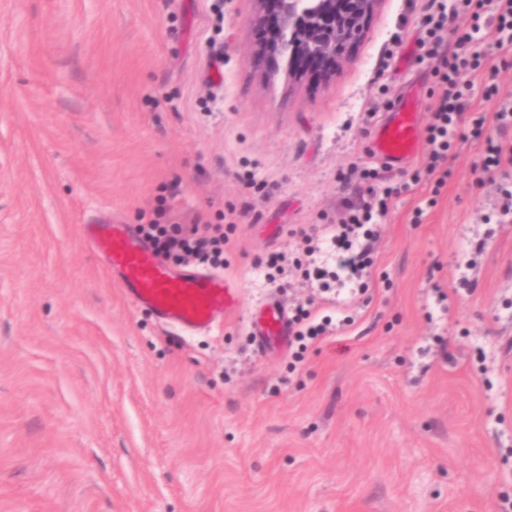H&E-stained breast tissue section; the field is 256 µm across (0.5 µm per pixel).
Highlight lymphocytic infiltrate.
Wrapping results in <instances>:
<instances>
[{
  "mask_svg": "<svg viewBox=\"0 0 512 512\" xmlns=\"http://www.w3.org/2000/svg\"><path fill=\"white\" fill-rule=\"evenodd\" d=\"M460 13L468 15L469 25L456 24ZM424 25L427 37L421 40L420 50L423 56L438 60L442 85L429 114L424 162L409 180L393 185L373 169L361 173L357 186L350 178H341L342 189L356 191L355 198L345 202L344 218L329 238L303 239L307 257L303 276L320 287H327L332 280L340 284L363 283L372 266L371 254L378 237L374 226L388 215L392 199L425 175L444 184L451 175L447 167L451 148L459 141L482 139L487 122H495L503 130L512 127V93L503 94L497 84H485L484 98L496 106L494 114L489 115L470 109V87L460 80L462 73L480 71L492 50L512 46V0H456L453 12L441 9L430 13ZM138 230L164 259L214 269L224 265L227 237L223 226L201 234L179 224L151 222L139 225ZM323 251L334 256V268L316 261V254Z\"/></svg>",
  "mask_w": 512,
  "mask_h": 512,
  "instance_id": "lymphocytic-infiltrate-1",
  "label": "lymphocytic infiltrate"
}]
</instances>
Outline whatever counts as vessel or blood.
Here are the masks:
<instances>
[{"label":"vessel or blood","mask_w":512,"mask_h":512,"mask_svg":"<svg viewBox=\"0 0 512 512\" xmlns=\"http://www.w3.org/2000/svg\"><path fill=\"white\" fill-rule=\"evenodd\" d=\"M418 144L416 101L406 96L376 125L370 148L396 166L411 158ZM83 234L125 297L165 327L184 334L207 333L238 305V291L230 280L201 269H171L130 225L98 215L84 224ZM251 334L260 351L288 348L292 327L287 307L279 301L264 305L254 316Z\"/></svg>","instance_id":"obj_1"}]
</instances>
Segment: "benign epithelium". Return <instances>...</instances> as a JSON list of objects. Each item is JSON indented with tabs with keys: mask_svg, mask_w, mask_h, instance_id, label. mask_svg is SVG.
I'll return each mask as SVG.
<instances>
[{
	"mask_svg": "<svg viewBox=\"0 0 512 512\" xmlns=\"http://www.w3.org/2000/svg\"><path fill=\"white\" fill-rule=\"evenodd\" d=\"M254 0L252 22L265 27L266 40L255 51L279 57L288 77L298 75L301 58L339 60L363 36L382 0H276L275 22L266 24V3Z\"/></svg>",
	"mask_w": 512,
	"mask_h": 512,
	"instance_id": "obj_1",
	"label": "benign epithelium"
}]
</instances>
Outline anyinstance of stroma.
I'll use <instances>...</instances> for the list:
<instances>
[{
  "mask_svg": "<svg viewBox=\"0 0 512 512\" xmlns=\"http://www.w3.org/2000/svg\"><path fill=\"white\" fill-rule=\"evenodd\" d=\"M429 8L384 0L331 77L288 84L253 0H0V512H512V169L454 146L394 200L367 291L257 266L341 220L339 174L379 165L368 114L413 90L427 123ZM101 212L231 214L240 307L160 326L84 241ZM273 298L353 320L264 356Z\"/></svg>",
  "mask_w": 512,
  "mask_h": 512,
  "instance_id": "obj_1",
  "label": "stroma"
}]
</instances>
